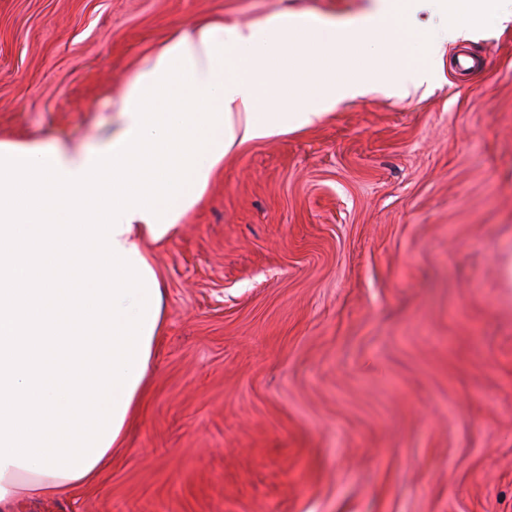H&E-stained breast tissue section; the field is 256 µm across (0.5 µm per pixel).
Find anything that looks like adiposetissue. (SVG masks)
<instances>
[{"mask_svg": "<svg viewBox=\"0 0 512 512\" xmlns=\"http://www.w3.org/2000/svg\"><path fill=\"white\" fill-rule=\"evenodd\" d=\"M489 2L445 0L447 23L434 33L404 25L414 0H378L374 10L342 25L316 14L278 15L248 27L204 19L160 41L135 73L154 72L163 53L186 43L197 86L216 84L219 99L225 90L234 92L230 123L215 131L216 141L234 153L247 143L311 126L325 111L377 91L388 81L423 83L443 42L470 38L480 30ZM376 38L381 41L377 60L360 62L357 47ZM113 121V128L90 145L56 143L55 157L64 170L82 168L90 149L107 148L134 125L120 111ZM111 460V454H104L78 479L8 466L0 475V512H17L25 501L69 496L75 488L94 484Z\"/></svg>", "mask_w": 512, "mask_h": 512, "instance_id": "1", "label": "adipose tissue"}]
</instances>
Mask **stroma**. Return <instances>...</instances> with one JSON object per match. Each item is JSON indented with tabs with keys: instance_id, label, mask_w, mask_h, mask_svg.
Here are the masks:
<instances>
[{
	"instance_id": "35a3bbf8",
	"label": "stroma",
	"mask_w": 512,
	"mask_h": 512,
	"mask_svg": "<svg viewBox=\"0 0 512 512\" xmlns=\"http://www.w3.org/2000/svg\"><path fill=\"white\" fill-rule=\"evenodd\" d=\"M371 7L0 0V139L104 133L201 18ZM152 254L166 328L124 447L19 512H512V24L245 145Z\"/></svg>"
}]
</instances>
